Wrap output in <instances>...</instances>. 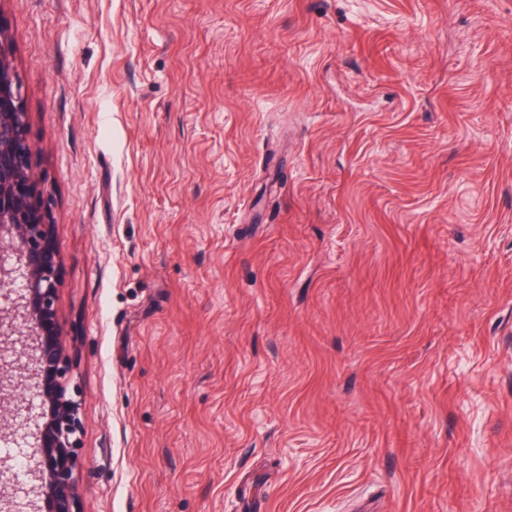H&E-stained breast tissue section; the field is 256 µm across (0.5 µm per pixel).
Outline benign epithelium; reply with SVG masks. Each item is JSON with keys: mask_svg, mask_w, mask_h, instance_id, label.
<instances>
[{"mask_svg": "<svg viewBox=\"0 0 512 512\" xmlns=\"http://www.w3.org/2000/svg\"><path fill=\"white\" fill-rule=\"evenodd\" d=\"M0 21V418L22 413L31 384L48 408L39 435L38 512H79L81 422L63 382L69 362L57 326V257L41 197L22 85Z\"/></svg>", "mask_w": 512, "mask_h": 512, "instance_id": "1", "label": "benign epithelium"}]
</instances>
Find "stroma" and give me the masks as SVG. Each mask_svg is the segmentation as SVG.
<instances>
[{"label":"stroma","mask_w":512,"mask_h":512,"mask_svg":"<svg viewBox=\"0 0 512 512\" xmlns=\"http://www.w3.org/2000/svg\"><path fill=\"white\" fill-rule=\"evenodd\" d=\"M79 512H512V0H0ZM0 489L32 512L4 431Z\"/></svg>","instance_id":"1"}]
</instances>
